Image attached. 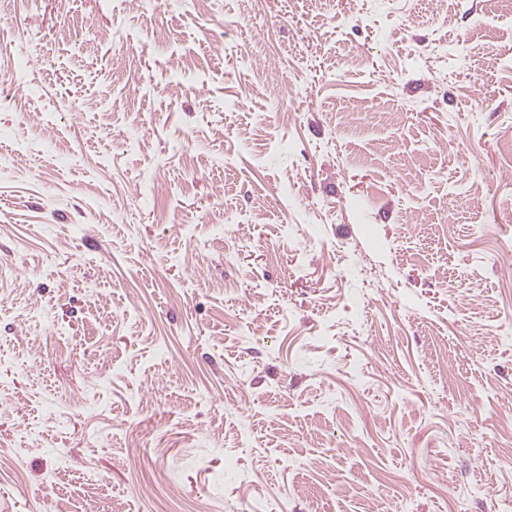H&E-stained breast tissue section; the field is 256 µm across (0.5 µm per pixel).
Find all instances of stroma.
<instances>
[{
  "instance_id": "stroma-1",
  "label": "stroma",
  "mask_w": 512,
  "mask_h": 512,
  "mask_svg": "<svg viewBox=\"0 0 512 512\" xmlns=\"http://www.w3.org/2000/svg\"><path fill=\"white\" fill-rule=\"evenodd\" d=\"M8 73L0 512H512V0H0Z\"/></svg>"
}]
</instances>
